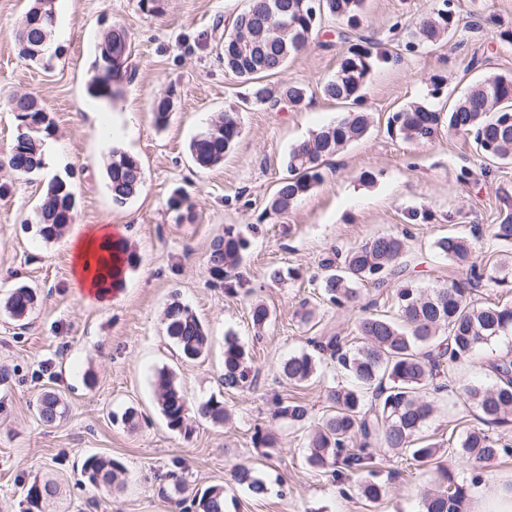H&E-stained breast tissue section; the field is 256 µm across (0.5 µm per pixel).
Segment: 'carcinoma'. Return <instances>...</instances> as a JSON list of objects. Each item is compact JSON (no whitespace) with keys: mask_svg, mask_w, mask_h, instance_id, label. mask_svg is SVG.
<instances>
[{"mask_svg":"<svg viewBox=\"0 0 512 512\" xmlns=\"http://www.w3.org/2000/svg\"><path fill=\"white\" fill-rule=\"evenodd\" d=\"M364 0H248L245 9L232 23L224 26V69L244 82L252 84V100L272 106L281 101L293 106L304 103L307 88L298 82H275L273 77L286 67L288 59L304 50L318 20L329 15L356 30L362 22ZM51 0H34L19 24L29 23L27 41L48 42L55 23ZM457 28L452 0H443V7L416 23L404 49L412 51L451 37ZM129 45L128 33L114 27L104 36L95 61L101 70L107 60ZM387 59L375 51V43L362 38L353 43L342 56L336 73L320 85L321 95L332 101L358 105L373 62ZM129 64L119 62L112 70L98 73L90 81V93L110 100L120 85L129 79ZM10 108L25 112L33 130L24 139H16L7 152L8 166L23 176H36L45 166L44 141L50 135L52 122L45 107L30 93L15 95ZM151 112L159 127L168 124L173 112L172 96L154 99ZM389 127L403 139L424 143L431 140L441 125L471 137L481 156L489 161L512 164V75H495L472 86L456 99L448 111L438 112L422 104L411 103L388 118ZM367 113L358 111L328 125L288 152L289 176L280 182L269 208L285 213L323 181L325 163L348 145L363 139L369 130ZM241 135L239 113L221 112L208 129L194 138L189 146L194 161L209 168L221 164L224 155ZM107 187L113 204L122 206L134 197L143 183L139 161L127 152L112 149L106 168ZM75 219V197L68 182L55 178L47 185L36 209V233L44 240L62 236ZM493 238L507 247L505 254L491 265L484 275L476 271L473 247L469 239L448 234L434 243L436 251L451 264L470 269L472 278L461 282L454 278L426 289L405 281L392 291L391 316L374 313L372 302L355 321L360 344L353 346L344 337L324 336L314 341L344 374L353 380L351 386H337L328 394L330 412L320 426L308 436L306 463L316 472H329L342 481L367 468V448L403 452L409 459L425 465L436 463V485L422 498L421 512H463L471 487L479 474L475 470L503 456L512 454V447L489 435L484 427L502 426L512 422V359H495L489 363L496 379L491 388L468 385L459 388L464 401L476 408L478 426L464 430L450 463L442 461L440 445L423 441L418 436L434 411L432 397L447 392L453 385L450 365L471 358L475 352L501 336H512V305L473 303L472 291L485 280L495 286L512 285V214L508 213L494 225ZM246 241L227 231L211 243L209 274L219 283H227L232 292L231 273L243 260ZM406 253L405 237L398 234L379 235L347 252L343 260L332 259L323 264L322 288L328 301L344 307L357 296V285L370 282L379 287L390 284L402 273ZM37 301L35 289L19 286L12 290L3 304L6 314L24 319ZM254 327L261 329L270 318V310L262 303L250 307ZM166 335L175 355L183 361H195L209 350L208 333L189 306L175 300L165 310ZM247 352L234 339L224 342V388L234 390L251 386ZM319 359L310 353L295 355L282 364V374L298 385L316 371ZM157 404L169 429L182 431L187 403L176 385L175 374L162 370L156 377ZM279 415L289 423L305 427L309 411L303 403L279 401ZM38 414L46 424H53L64 414L60 400L51 392L39 401ZM196 414L213 423L228 418L224 401L210 397L195 407ZM470 470V477L458 475L461 468ZM88 481L103 488L120 484L122 466L100 456H90L83 463ZM240 484L255 494L267 490L263 480L251 468L241 465L234 470ZM54 493L47 483L32 484L27 498L36 508L42 498ZM361 493L371 504L386 493V484L377 479V471L369 470L361 483ZM193 512H226L224 487L213 485L196 490L190 500Z\"/></svg>","mask_w":512,"mask_h":512,"instance_id":"1","label":"carcinoma"}]
</instances>
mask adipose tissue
<instances>
[{
  "instance_id": "adipose-tissue-1",
  "label": "adipose tissue",
  "mask_w": 512,
  "mask_h": 512,
  "mask_svg": "<svg viewBox=\"0 0 512 512\" xmlns=\"http://www.w3.org/2000/svg\"><path fill=\"white\" fill-rule=\"evenodd\" d=\"M114 235L110 226L101 228H87L83 225H75L68 240L69 248L74 255L75 287L86 292L89 297L97 300H105L108 292L98 282L99 272L96 266V258L100 254L103 245L113 242Z\"/></svg>"
}]
</instances>
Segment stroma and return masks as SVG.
Instances as JSON below:
<instances>
[{
	"mask_svg": "<svg viewBox=\"0 0 512 512\" xmlns=\"http://www.w3.org/2000/svg\"><path fill=\"white\" fill-rule=\"evenodd\" d=\"M440 3L366 0L359 33L393 54L375 64L363 89L370 129L328 161L321 184L277 214L269 201L288 175L289 150L347 114L319 92L348 48L339 25L325 22L281 75L307 86L304 104L273 108L250 102L248 85L217 55L218 23L231 21L247 0H163L159 14L141 11L138 0H54L52 42L59 52L47 64L24 58L15 43L29 0H0V153L21 126L8 100L33 93L53 121L50 141L65 159L31 178L0 168V297L19 284L40 294L23 320L0 312V370L6 373L0 380V512H28V488L47 480L57 493L37 512H181L177 493L164 481L176 461L190 487L223 486L227 512H419L424 491L434 485L429 467L375 448L377 468L390 483L382 501L367 505L360 477L339 486L306 466V432L277 415L275 400H301L312 421H320L328 391L343 381L335 365L321 360L307 382L294 385L281 376L282 363L310 351V338L350 335L368 302L391 309L386 289L366 283L348 308L331 305L321 288L326 260L378 235H403L410 245L406 278L431 288L469 277L435 251L436 238L453 232L472 239L481 267L501 249L492 229L505 213L504 197H512V164L486 161L469 136L444 127L424 144L387 130L388 117L402 106L418 102L438 110L485 75L512 74V0H454L453 38L406 51L416 19ZM115 25L131 36L133 71L119 97L106 101L87 87L98 45ZM435 75L444 79L436 96ZM165 94L174 110L161 129L150 106ZM232 106L240 111L239 139L222 164L199 167L190 141ZM116 147L136 157L144 172L140 192L121 207L105 179ZM465 167L472 172L466 181L460 178ZM55 177L71 184L77 223L111 225L136 256L124 286L105 301L86 300L74 288L66 240L47 242L35 231L34 206ZM177 189L190 196L191 211L169 209ZM413 211L426 214L427 222L408 220ZM229 229L249 243L234 294L208 271L211 243ZM275 270L281 273L276 280L270 277ZM175 300L206 325L205 360L177 361L163 324ZM257 301L271 312L259 330L249 315ZM228 335L246 349L258 374L254 386L224 388ZM510 353L512 340L500 338L449 375L458 387L492 383L488 361ZM165 368L174 370L189 405L221 398L228 420L215 424L192 413L187 431L170 430L154 386ZM48 391L66 408L51 425L37 414ZM130 407L141 416L135 428L113 423V414ZM476 422L474 409L446 393L437 398L425 433L444 445L452 429ZM258 428L276 436L272 456L254 446ZM92 454L122 464L121 488L88 482L82 464ZM242 462L266 482L267 494L254 495L236 481L233 470Z\"/></svg>",
	"mask_w": 512,
	"mask_h": 512,
	"instance_id": "obj_1",
	"label": "stroma"
}]
</instances>
